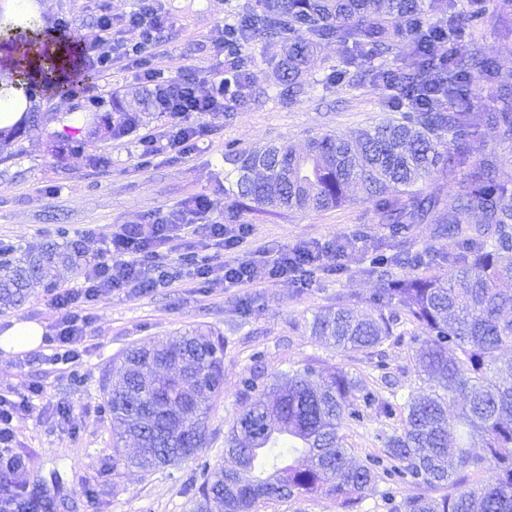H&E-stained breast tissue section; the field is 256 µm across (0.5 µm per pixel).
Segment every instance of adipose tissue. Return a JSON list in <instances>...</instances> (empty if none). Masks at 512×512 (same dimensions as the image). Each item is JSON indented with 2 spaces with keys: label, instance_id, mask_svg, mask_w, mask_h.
Listing matches in <instances>:
<instances>
[{
  "label": "adipose tissue",
  "instance_id": "ef3b65f1",
  "mask_svg": "<svg viewBox=\"0 0 512 512\" xmlns=\"http://www.w3.org/2000/svg\"><path fill=\"white\" fill-rule=\"evenodd\" d=\"M44 10V5L39 4L38 0H0V24L13 25L18 31H27L34 26L44 30L48 27ZM63 52V46L51 38L41 44L29 45L24 54L15 48L0 49V132L7 134L22 127L32 106L23 89L13 82L16 65L25 64L30 75L36 78L40 75L39 65L43 56L58 58L55 79L63 82L71 73L70 64L61 60Z\"/></svg>",
  "mask_w": 512,
  "mask_h": 512
}]
</instances>
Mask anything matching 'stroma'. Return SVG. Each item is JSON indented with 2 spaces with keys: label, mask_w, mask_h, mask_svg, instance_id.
<instances>
[{
  "label": "stroma",
  "mask_w": 512,
  "mask_h": 512,
  "mask_svg": "<svg viewBox=\"0 0 512 512\" xmlns=\"http://www.w3.org/2000/svg\"><path fill=\"white\" fill-rule=\"evenodd\" d=\"M42 2L50 22L69 21L67 34L75 43L96 40L95 17L103 8L112 15L113 41L138 39L137 31L125 23L138 0ZM500 2L483 0V14L474 17L468 14V0H456V10L464 15L467 42L492 50L497 65L512 73V11L500 14ZM165 5L169 20L154 48L153 67L172 77L191 67L204 84H211L215 71L224 66L223 25L251 12L255 0H166ZM284 47V41L261 33L249 36L243 55L254 75L251 104L202 116L207 134L186 156L171 152L143 159L140 134L150 132L162 141L170 128L164 114L148 110V87L131 58L117 55L110 66L96 69L93 88L77 98L46 93L33 97L35 111L46 116L44 124L40 130L22 132L11 157L0 159L1 243L36 252L55 239L60 227L72 239L89 232L103 241L121 225L151 223L204 195L217 207L191 216V223L220 221L238 208V223L251 227L240 256L312 241L345 240L349 249L343 259L326 257L324 269L305 282L253 288H228L220 281L195 287L190 265L177 255L173 261L183 281L142 296L115 290L93 307L87 350L75 366L59 370L49 364L45 344L21 353L0 349V394L17 400L33 396V389L41 391L34 396L36 411L20 416L13 426L12 446L25 459V499L53 502L54 512H191L186 488L201 464L224 463V436L243 407L239 381L254 368L258 355L266 373L285 375L307 363L327 372L342 369L378 398L402 405L419 388L412 362L415 326L403 325L399 336L364 354L318 342L310 324L316 313L339 299L372 311L369 298L384 283L370 268L371 253L448 249L447 238L438 236L435 225L411 224L401 236H393L379 207L358 197L328 210L237 205V172L224 158L226 145L253 151L288 144L301 152L312 138L349 136L400 116L388 104L395 89L372 77L355 81L342 50L332 42L314 50L304 74L306 94L288 102L266 65ZM131 110L140 118L136 132L113 135L120 113ZM95 156L100 164H92ZM79 275L74 265H57L52 284H34L20 305H0V331L15 321L54 327L59 313L49 303L51 294L78 286ZM197 326L224 338V391L208 414L205 447L196 458L153 472L113 466L114 431L104 405L108 389L119 381L116 364L133 346L162 344ZM396 428L369 408L361 422L344 424L340 434L358 464L381 453ZM413 494L437 497L441 491L426 484L393 490L380 481L351 509L323 495H301L267 503L264 512H394Z\"/></svg>",
  "instance_id": "1"
}]
</instances>
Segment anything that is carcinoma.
I'll use <instances>...</instances> for the list:
<instances>
[{
  "mask_svg": "<svg viewBox=\"0 0 512 512\" xmlns=\"http://www.w3.org/2000/svg\"><path fill=\"white\" fill-rule=\"evenodd\" d=\"M454 0H263V9L235 26L236 41L259 32L288 37L284 57L269 59L288 100L306 93L301 79L314 47L333 41L355 66L369 56L393 53L400 61L416 55L415 66L398 68L404 92L419 94L400 120L361 132L314 137L304 153L288 145L261 152H235L240 197L257 206L295 210L337 207L356 185L381 207L400 235L406 225L430 221L452 240L450 275L398 278L390 267L425 264L423 254H378L375 272L386 287L373 298L376 313L363 315L347 302L317 313L311 335L340 351L371 354L405 319L426 333L413 354L424 383L404 407L384 401L380 412L398 419L400 434L386 438L385 456L352 465L339 426L360 420L355 393L365 406L373 394L348 373L325 374L307 365L267 383L253 370L243 379L245 406L224 438L235 468L202 473L192 487L195 512H256L259 503L294 496H334L354 504L374 482L427 483L451 491L438 497L410 496L404 512H512V360L499 351L512 345V179L486 153L487 139H512V74L499 70L484 47L456 42L459 19ZM449 12L445 23L436 21ZM448 44V60L425 50ZM86 69L63 83L43 81L60 96L91 87ZM496 86L485 111H473L471 85ZM448 135L451 151L440 149ZM435 172L462 185L457 204L442 212L440 193L404 196L399 187ZM479 221H471V217ZM83 253L78 240L14 258L0 248V303L22 301L31 282L43 280L59 261ZM398 303L401 311L390 309ZM121 383L106 400L119 435L137 443L131 463L157 469L195 457L207 441L209 401L224 389V341L197 327L164 345L127 352L116 367ZM474 468L486 478L467 484L459 472Z\"/></svg>",
  "mask_w": 512,
  "mask_h": 512,
  "instance_id": "1",
  "label": "carcinoma"
}]
</instances>
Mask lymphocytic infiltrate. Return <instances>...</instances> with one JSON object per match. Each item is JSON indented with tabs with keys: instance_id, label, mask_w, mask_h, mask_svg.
<instances>
[{
	"instance_id": "f902f5d3",
	"label": "lymphocytic infiltrate",
	"mask_w": 512,
	"mask_h": 512,
	"mask_svg": "<svg viewBox=\"0 0 512 512\" xmlns=\"http://www.w3.org/2000/svg\"><path fill=\"white\" fill-rule=\"evenodd\" d=\"M166 20L163 0H144L138 11L130 14L128 25L141 36L140 41L131 45L132 55H139L145 41L164 29ZM144 80L149 85L159 86L163 93L162 108L173 128L169 149L184 153L196 148L205 129L203 125L190 123V116L223 110V99L208 90L192 71L163 79L149 69L144 73ZM183 227V222L174 218L150 224H126L113 234L106 246L94 241L89 243L93 261L83 268L81 285L53 292L50 298L51 305L60 313L54 333L48 338L54 350V361L68 364L80 358L90 323L87 308L107 292L126 288L131 294L141 295L156 286L176 282V275L164 270L159 249L176 238ZM344 250L341 244L329 251L315 244H300L279 249L264 269L246 259L225 261L217 266L204 259L199 262L197 271L203 279L214 271H221L224 283L229 286L274 284L296 277L303 267L320 263L326 253L340 257ZM33 410L34 403L30 399L17 402L0 395V512H20L23 489L14 484L13 479L22 465L10 446V426L15 417Z\"/></svg>"
}]
</instances>
